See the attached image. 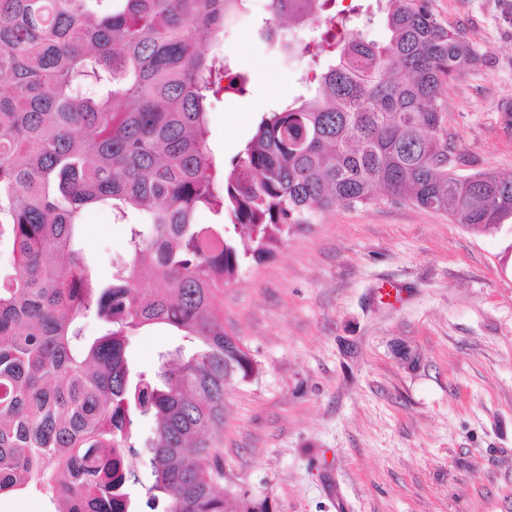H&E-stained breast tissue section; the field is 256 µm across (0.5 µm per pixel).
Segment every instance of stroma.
I'll use <instances>...</instances> for the list:
<instances>
[{
	"label": "stroma",
	"instance_id": "35a3bbf8",
	"mask_svg": "<svg viewBox=\"0 0 512 512\" xmlns=\"http://www.w3.org/2000/svg\"><path fill=\"white\" fill-rule=\"evenodd\" d=\"M485 61L446 92L448 165L512 175V0H433ZM250 73L214 102L210 144L235 155L263 112L308 94L294 67L262 55L250 27L227 38ZM128 227L88 209L81 240L101 275ZM254 375L224 390L207 439L230 507L273 512H512V227L480 232L443 212L381 200L338 204L216 292ZM174 329L131 337L135 365L183 345ZM416 355L410 367L396 345Z\"/></svg>",
	"mask_w": 512,
	"mask_h": 512
}]
</instances>
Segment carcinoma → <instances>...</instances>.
Masks as SVG:
<instances>
[{
	"mask_svg": "<svg viewBox=\"0 0 512 512\" xmlns=\"http://www.w3.org/2000/svg\"><path fill=\"white\" fill-rule=\"evenodd\" d=\"M388 39L359 7L269 0L264 53L309 56L305 99L263 113L230 161L209 144L213 100L249 76L221 46L250 0H0V496L33 489L55 512H226L218 455L224 388L254 365L215 293L242 263L341 202L409 201L484 232L512 220V178L448 169L446 91L482 62L432 0H379ZM131 226L99 278L83 213ZM209 210L229 223L201 224ZM95 317L104 333L88 340ZM190 343L140 370L147 325ZM154 438L139 450L138 422ZM145 491V502L131 488Z\"/></svg>",
	"mask_w": 512,
	"mask_h": 512,
	"instance_id": "1",
	"label": "carcinoma"
}]
</instances>
